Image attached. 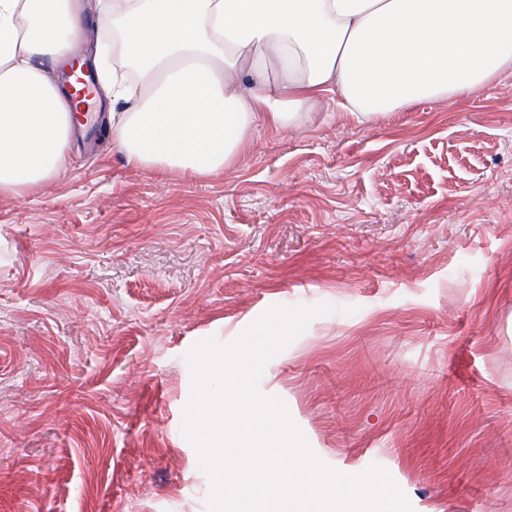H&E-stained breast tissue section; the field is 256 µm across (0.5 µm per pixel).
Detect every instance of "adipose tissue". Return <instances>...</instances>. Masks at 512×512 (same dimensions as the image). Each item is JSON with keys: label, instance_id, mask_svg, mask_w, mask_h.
<instances>
[{"label": "adipose tissue", "instance_id": "ef3b65f1", "mask_svg": "<svg viewBox=\"0 0 512 512\" xmlns=\"http://www.w3.org/2000/svg\"><path fill=\"white\" fill-rule=\"evenodd\" d=\"M92 14L115 22L100 51L124 63L99 76L113 143L193 178L330 93L368 119L512 70V0H0V195L66 168L85 86L58 72Z\"/></svg>", "mask_w": 512, "mask_h": 512}]
</instances>
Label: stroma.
<instances>
[{"mask_svg": "<svg viewBox=\"0 0 512 512\" xmlns=\"http://www.w3.org/2000/svg\"><path fill=\"white\" fill-rule=\"evenodd\" d=\"M319 304L259 384L311 451L413 512H512V71L363 122L328 102L205 178L99 129L0 196V512H208L186 354Z\"/></svg>", "mask_w": 512, "mask_h": 512, "instance_id": "obj_1", "label": "stroma"}]
</instances>
